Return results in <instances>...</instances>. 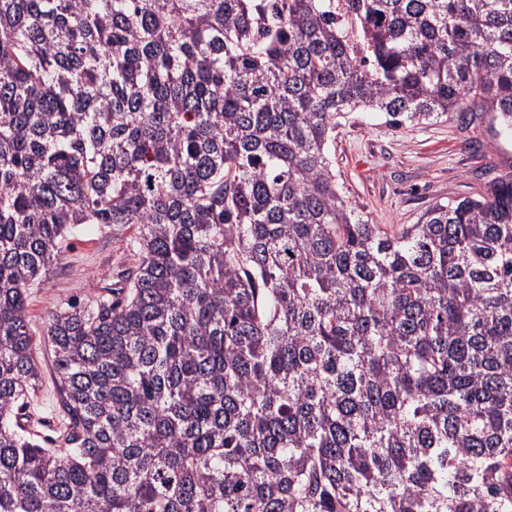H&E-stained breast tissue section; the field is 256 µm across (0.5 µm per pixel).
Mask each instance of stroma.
I'll return each mask as SVG.
<instances>
[{
	"instance_id": "obj_1",
	"label": "stroma",
	"mask_w": 512,
	"mask_h": 512,
	"mask_svg": "<svg viewBox=\"0 0 512 512\" xmlns=\"http://www.w3.org/2000/svg\"><path fill=\"white\" fill-rule=\"evenodd\" d=\"M334 169L349 201L372 224H413L434 203L472 195L492 179L512 172V143L486 124L467 126L445 118L393 128L382 118L355 112L343 121ZM133 228L89 224L65 242L52 272L30 290L29 317L41 332L47 317L133 267ZM41 378L25 411L31 429L56 437L60 422L48 348L38 345Z\"/></svg>"
}]
</instances>
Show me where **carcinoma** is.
I'll return each instance as SVG.
<instances>
[{
	"mask_svg": "<svg viewBox=\"0 0 512 512\" xmlns=\"http://www.w3.org/2000/svg\"><path fill=\"white\" fill-rule=\"evenodd\" d=\"M0 0V512H512V174L370 224L341 119L490 117L512 0ZM81 224L136 267L45 322ZM36 348L37 357L42 366L41 378L35 394L31 395L30 404L25 414L29 417L31 431L37 432L45 438H54L60 428L56 410L55 375L51 368V358L47 357L48 347L42 343Z\"/></svg>",
	"mask_w": 512,
	"mask_h": 512,
	"instance_id": "cac0c4a2",
	"label": "carcinoma"
}]
</instances>
